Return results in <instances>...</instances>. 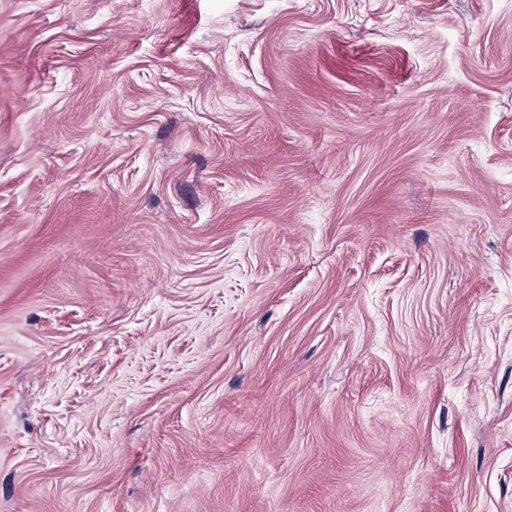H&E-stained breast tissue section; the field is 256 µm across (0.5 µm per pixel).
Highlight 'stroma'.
<instances>
[{"label":"stroma","instance_id":"35a3bbf8","mask_svg":"<svg viewBox=\"0 0 512 512\" xmlns=\"http://www.w3.org/2000/svg\"><path fill=\"white\" fill-rule=\"evenodd\" d=\"M0 512H512V0H0Z\"/></svg>","mask_w":512,"mask_h":512}]
</instances>
